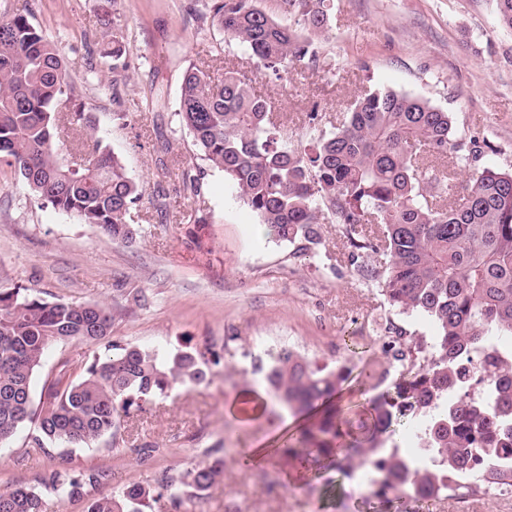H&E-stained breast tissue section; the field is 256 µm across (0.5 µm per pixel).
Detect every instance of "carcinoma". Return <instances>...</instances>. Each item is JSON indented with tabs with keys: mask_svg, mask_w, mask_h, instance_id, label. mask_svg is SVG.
<instances>
[{
	"mask_svg": "<svg viewBox=\"0 0 512 512\" xmlns=\"http://www.w3.org/2000/svg\"><path fill=\"white\" fill-rule=\"evenodd\" d=\"M498 21L512 30V0H495ZM302 17L305 32L282 24L260 0H209L198 20L212 18L258 66L276 75L290 64H320L316 38L329 30V0H280ZM125 46L112 37V87L124 81ZM74 98L58 41L22 13L0 15V165L19 173L35 196L112 240L136 235L130 210L142 189L121 159L103 146L94 128L73 146L83 165L69 164L59 131L84 113L63 112ZM178 116L201 159L233 182L267 234L308 254L320 243V224L343 228L348 263L375 282L387 305L431 319L432 341L406 339L391 324L401 365L393 387L370 400L372 424L355 435L336 399L344 368L315 369L296 351L280 350L264 373L266 393L287 412L306 417L295 443L282 453L302 463L329 460L351 466L373 462L376 495L417 502L448 497V488L471 494L488 486L512 489V169L484 166L457 187L448 151L469 169L481 151L475 139L452 140L450 113L421 96L392 88L356 101L334 131L307 113L306 144L298 150L274 118L272 106L238 71L220 82L188 67ZM177 179L184 198L204 196V172L186 165ZM112 310L99 303L48 302L19 285L0 291V442L36 421L32 443L90 446L121 424L146 413L179 383L206 380L204 367L219 360L208 344L167 357L138 346L110 344L71 377L68 362L44 383L38 407L32 377L46 350L79 339L110 335ZM492 357L491 380L470 391L465 364ZM417 433L428 464L418 467L378 438ZM223 475L222 464H197L155 486L131 482L90 500L86 512H164L201 497ZM105 473L58 472L44 480L61 499L82 497ZM0 512H47L37 488L0 487Z\"/></svg>",
	"mask_w": 512,
	"mask_h": 512,
	"instance_id": "carcinoma-1",
	"label": "carcinoma"
}]
</instances>
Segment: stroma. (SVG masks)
<instances>
[{"mask_svg": "<svg viewBox=\"0 0 512 512\" xmlns=\"http://www.w3.org/2000/svg\"><path fill=\"white\" fill-rule=\"evenodd\" d=\"M203 0H119L113 35L96 19L97 0H0V12L26 7L32 22L58 40L88 125L123 161L144 197L131 211L133 242L112 241L42 203L13 169L0 165V290L23 284L50 301L109 306V342L169 355L210 344L220 356L199 385L184 384L134 418L129 429L91 447L33 448V425L0 443V486H40L54 471L95 469L107 479L94 496L137 481L156 484L195 464L223 463L224 476L181 512H512L511 498L460 493L424 504L379 497L361 467L296 472L275 453L293 434L286 417L239 412L243 390L262 391L256 365L273 347L293 346L316 366H347L343 400L360 411L399 376L384 352L385 328L396 324L431 339L432 322L390 309L374 282L346 266L339 225L323 224L305 258L257 233L256 216L223 172L205 171L203 209L213 221L187 224L180 212L161 217L155 194L175 196L178 164H199L177 115L182 75L196 65L215 78L234 68L288 124L293 144L300 120L318 110L334 129L365 90L394 88L450 112L454 137L477 138L481 165L512 168V32L497 20L495 0H333L329 37L316 67L271 76L223 32L196 20ZM126 47L128 79L112 84L113 39ZM360 338L347 350L345 334ZM108 342V343H109ZM106 345V344H105ZM104 344L70 340L51 346L33 379L40 398L60 361L80 367ZM152 445L140 454L134 444ZM258 444L268 458L246 467L239 451Z\"/></svg>", "mask_w": 512, "mask_h": 512, "instance_id": "1", "label": "stroma"}]
</instances>
